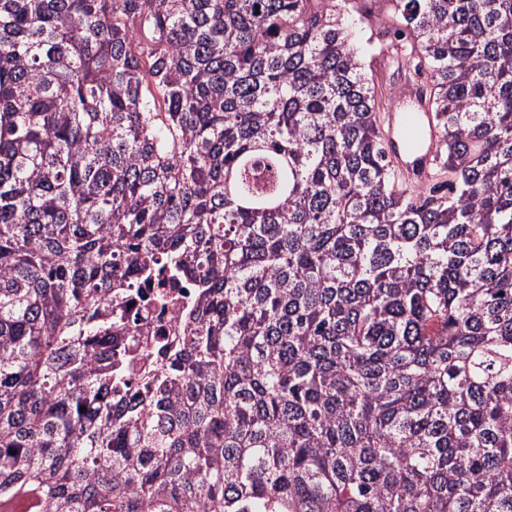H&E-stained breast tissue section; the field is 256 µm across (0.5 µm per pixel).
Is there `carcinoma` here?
<instances>
[{"instance_id": "obj_1", "label": "carcinoma", "mask_w": 512, "mask_h": 512, "mask_svg": "<svg viewBox=\"0 0 512 512\" xmlns=\"http://www.w3.org/2000/svg\"><path fill=\"white\" fill-rule=\"evenodd\" d=\"M392 2L424 195L351 0H0V504L512 512V0ZM165 272L128 399L113 290ZM370 27L374 36L369 52L362 50L361 56L369 77L373 78L379 94L384 101L385 117L382 125L383 136L389 144V159L404 181L424 184L431 171L440 161L439 133L434 124L430 106L414 86L407 87L400 95L409 98L413 105L410 109L407 101H399V88L406 79L402 69L389 63L382 52L387 39L378 38L377 28L380 21L391 12L392 3L375 0L366 5ZM366 27L367 36L371 28ZM396 92V95L393 93ZM410 109V112H405ZM424 182V183H422ZM144 287L141 288V298L126 296L119 306L114 307L112 333L116 334L115 330H118L120 333L116 336H129L130 347L135 353L143 354V357L149 353L148 358L152 359L156 356L154 336H166L171 344L182 336L184 313L195 302L197 288L188 279L180 281L177 288ZM157 291L167 292L173 299L164 311L151 304L150 299Z\"/></svg>"}]
</instances>
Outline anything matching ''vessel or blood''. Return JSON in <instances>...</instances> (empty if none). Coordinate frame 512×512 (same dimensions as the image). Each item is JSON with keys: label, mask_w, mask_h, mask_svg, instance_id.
<instances>
[{"label": "vessel or blood", "mask_w": 512, "mask_h": 512, "mask_svg": "<svg viewBox=\"0 0 512 512\" xmlns=\"http://www.w3.org/2000/svg\"><path fill=\"white\" fill-rule=\"evenodd\" d=\"M403 95L412 102L410 111L386 113L382 132L394 169L404 181L421 183L440 161L439 133L430 106L418 89L407 87Z\"/></svg>", "instance_id": "1"}]
</instances>
